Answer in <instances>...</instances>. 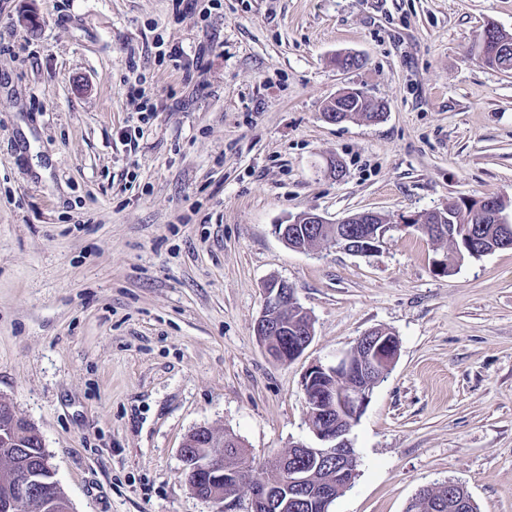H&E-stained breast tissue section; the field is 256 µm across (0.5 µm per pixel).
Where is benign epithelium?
Returning a JSON list of instances; mask_svg holds the SVG:
<instances>
[{"label": "benign epithelium", "mask_w": 512, "mask_h": 512, "mask_svg": "<svg viewBox=\"0 0 512 512\" xmlns=\"http://www.w3.org/2000/svg\"><path fill=\"white\" fill-rule=\"evenodd\" d=\"M336 111L325 112V120L341 122L354 115L356 109L368 105L371 112L381 111L378 101L370 99L358 90H343L333 98ZM455 204L471 210L476 224H500L504 228L501 240L493 248L481 244L479 234L471 229L445 228V213L448 208L433 210L419 215L404 216L400 222L404 227H414L440 239H450L458 257L475 251L484 255L492 250L512 247V222L507 219L491 197H461ZM374 212H360L336 223L327 222L322 216L307 212L286 224L275 225V233L289 247L308 250L302 240L310 235L327 236L329 241L353 254L367 255L377 250L390 224L378 222ZM300 312L308 315L298 302L292 285L284 280L270 281L264 287V304L256 321L255 334L265 346H272V339L279 344L271 350V356L281 363H291L303 355L313 338L312 319L309 325H288L277 317L279 311ZM399 354L398 337L386 328H374L360 336L355 346L326 362L310 365L303 377L305 415L309 427L319 445L310 446L297 442L290 446L288 454L281 459L277 483L255 481L247 476V469L224 455V447H241L238 439L226 434L218 438L206 430L208 442L219 444V450L206 456L191 452L189 442H184L180 456L185 466L197 477H205L209 485H229L238 491H249L247 512H288L294 503V493H303L314 502L321 512H330L336 493L351 486L357 476L358 460L348 438L350 430L360 419L370 398L372 389L392 370ZM26 419L19 416L13 406L0 400V434L23 435ZM336 462V469L328 478L325 461ZM52 471L48 457L24 460L16 469L12 495L0 504V512H15L29 500L36 476ZM214 512H236L239 494L206 496Z\"/></svg>", "instance_id": "1"}]
</instances>
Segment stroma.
Segmentation results:
<instances>
[{"instance_id":"35a3bbf8","label":"stroma","mask_w":512,"mask_h":512,"mask_svg":"<svg viewBox=\"0 0 512 512\" xmlns=\"http://www.w3.org/2000/svg\"><path fill=\"white\" fill-rule=\"evenodd\" d=\"M490 23L512 34V0H0V399L72 512H212L180 457L200 426L267 479L314 441L307 367L374 327L399 356L331 512H406L448 480L512 512V248L458 262L397 225L462 197L512 215V71L483 59ZM339 52L365 63L340 71ZM346 88L385 117L326 122ZM362 211L391 225L366 256L275 232ZM273 278L313 320L289 364L254 331Z\"/></svg>"}]
</instances>
